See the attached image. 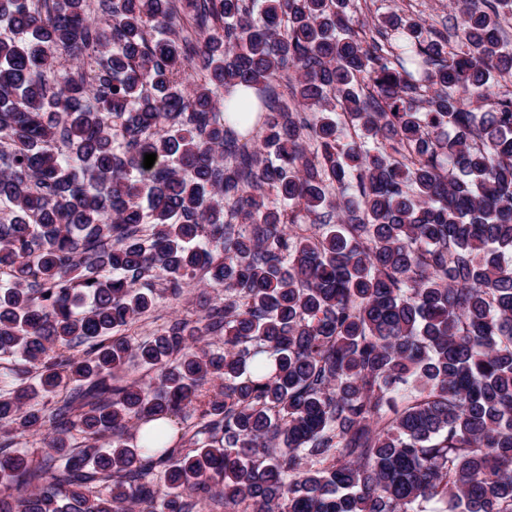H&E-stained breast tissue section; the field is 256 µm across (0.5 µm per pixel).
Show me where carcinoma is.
<instances>
[{
  "instance_id": "carcinoma-1",
  "label": "carcinoma",
  "mask_w": 512,
  "mask_h": 512,
  "mask_svg": "<svg viewBox=\"0 0 512 512\" xmlns=\"http://www.w3.org/2000/svg\"><path fill=\"white\" fill-rule=\"evenodd\" d=\"M454 2L0 0V512H512V0ZM355 4V18L370 24L387 14H397L403 18L431 16L438 22L447 24L450 20L453 23L449 0H355ZM203 288V280L191 282L185 287L184 294L178 303L171 304L168 301H161L155 313V318L138 323L137 326L128 331V334L135 340H142L161 328L163 323L176 317L188 315V317L195 318V314L200 311L203 300L213 296V293L204 292Z\"/></svg>"
}]
</instances>
